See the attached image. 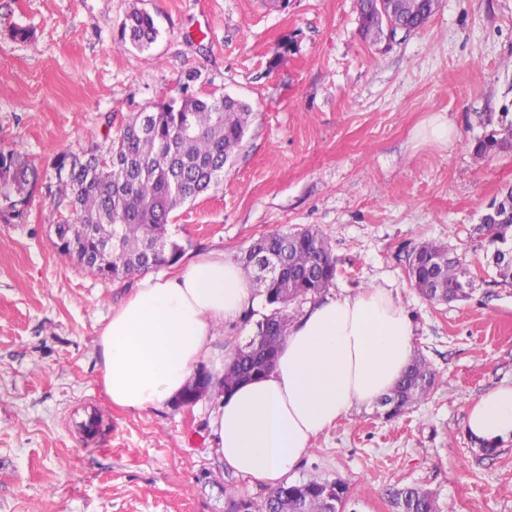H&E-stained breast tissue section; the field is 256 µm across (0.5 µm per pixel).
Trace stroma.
Listing matches in <instances>:
<instances>
[{"label": "stroma", "mask_w": 512, "mask_h": 512, "mask_svg": "<svg viewBox=\"0 0 512 512\" xmlns=\"http://www.w3.org/2000/svg\"><path fill=\"white\" fill-rule=\"evenodd\" d=\"M134 8L160 30L143 52L118 38ZM185 91L239 97L253 120L223 182L170 215L183 261L238 262L271 232L317 228L329 295L395 289L439 382L398 419H340L289 481L343 483L344 512H395L390 490L411 485L440 512H512V438L488 455L464 430L470 402L512 383V285L477 230L512 183V148L472 154L512 124V0H439L423 29L379 44L358 0H0V149L44 173L23 218L0 215V512H226L269 494L217 460L210 399L147 414L108 401L99 332L141 278L91 275L55 247L70 218L56 154L106 148ZM437 114L449 143L422 136ZM426 240L464 254L468 299L411 285L405 255Z\"/></svg>", "instance_id": "35a3bbf8"}]
</instances>
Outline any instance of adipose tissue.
Instances as JSON below:
<instances>
[{
    "label": "adipose tissue",
    "mask_w": 512,
    "mask_h": 512,
    "mask_svg": "<svg viewBox=\"0 0 512 512\" xmlns=\"http://www.w3.org/2000/svg\"><path fill=\"white\" fill-rule=\"evenodd\" d=\"M251 304L240 264L220 254L189 261L113 307L99 336L100 372L111 404L145 413L173 402L208 363L219 461L274 489L327 428L390 394L414 356V330L393 289L319 298L295 317L273 369L226 393L235 350L220 345L219 331ZM464 429L479 444L512 437V385L473 401Z\"/></svg>",
    "instance_id": "obj_1"
}]
</instances>
